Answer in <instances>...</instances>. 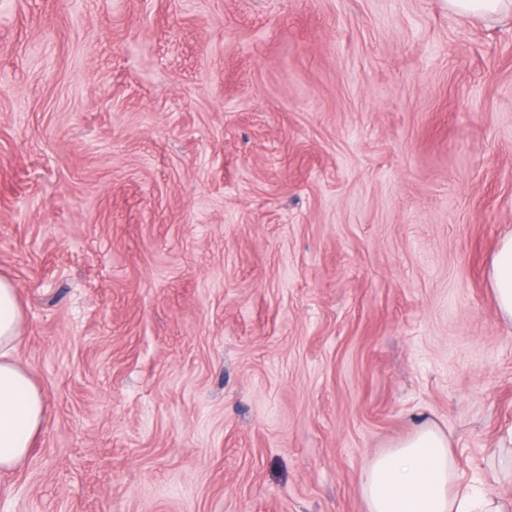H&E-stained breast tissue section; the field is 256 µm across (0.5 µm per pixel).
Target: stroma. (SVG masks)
Wrapping results in <instances>:
<instances>
[{"instance_id":"obj_1","label":"stroma","mask_w":512,"mask_h":512,"mask_svg":"<svg viewBox=\"0 0 512 512\" xmlns=\"http://www.w3.org/2000/svg\"><path fill=\"white\" fill-rule=\"evenodd\" d=\"M512 20L0 0V277L47 421L0 512H368L431 422L512 497ZM489 278L498 315L512 324V235L500 241L491 262Z\"/></svg>"}]
</instances>
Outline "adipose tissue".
<instances>
[{
	"label": "adipose tissue",
	"instance_id": "obj_1",
	"mask_svg": "<svg viewBox=\"0 0 512 512\" xmlns=\"http://www.w3.org/2000/svg\"><path fill=\"white\" fill-rule=\"evenodd\" d=\"M489 278L498 315L512 324V235L500 241ZM22 329L17 289L0 277V471L27 458L46 420L43 393L15 356ZM360 493L368 512H512L487 489L458 485L448 437L430 423L373 457Z\"/></svg>",
	"mask_w": 512,
	"mask_h": 512
}]
</instances>
